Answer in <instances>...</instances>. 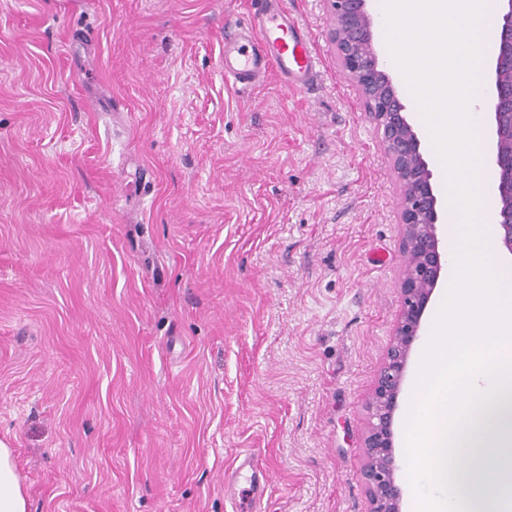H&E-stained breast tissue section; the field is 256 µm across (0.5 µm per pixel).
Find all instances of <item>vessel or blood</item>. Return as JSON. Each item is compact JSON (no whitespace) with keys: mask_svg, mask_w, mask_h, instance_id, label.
<instances>
[{"mask_svg":"<svg viewBox=\"0 0 512 512\" xmlns=\"http://www.w3.org/2000/svg\"><path fill=\"white\" fill-rule=\"evenodd\" d=\"M273 0H254L259 38L236 29L224 39V77L251 87L277 73L288 87L311 84L319 73V58L299 21L274 8Z\"/></svg>","mask_w":512,"mask_h":512,"instance_id":"1","label":"vessel or blood"}]
</instances>
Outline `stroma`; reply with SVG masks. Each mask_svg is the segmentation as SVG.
I'll return each mask as SVG.
<instances>
[{
    "mask_svg": "<svg viewBox=\"0 0 512 512\" xmlns=\"http://www.w3.org/2000/svg\"><path fill=\"white\" fill-rule=\"evenodd\" d=\"M280 7L322 61L303 89L225 82L251 0H0V437L30 512H233L260 480L262 512L370 510L402 188L325 0Z\"/></svg>",
    "mask_w": 512,
    "mask_h": 512,
    "instance_id": "35a3bbf8",
    "label": "stroma"
}]
</instances>
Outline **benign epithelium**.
I'll list each match as a JSON object with an SVG mask.
<instances>
[{
    "instance_id": "1",
    "label": "benign epithelium",
    "mask_w": 512,
    "mask_h": 512,
    "mask_svg": "<svg viewBox=\"0 0 512 512\" xmlns=\"http://www.w3.org/2000/svg\"><path fill=\"white\" fill-rule=\"evenodd\" d=\"M326 2L339 63L381 130L393 171L403 187L401 311L370 397L363 468L370 512H403L393 425L410 355L421 338L424 316L448 265L439 238L441 204L418 128L375 51L371 0ZM499 2L501 23L489 49L487 71L497 196L494 226L497 246L512 255V0Z\"/></svg>"
}]
</instances>
